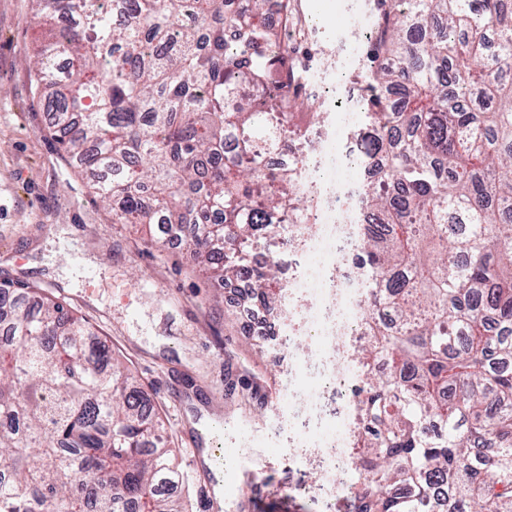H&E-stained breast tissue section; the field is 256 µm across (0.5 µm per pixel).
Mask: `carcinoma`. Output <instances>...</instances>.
Masks as SVG:
<instances>
[{"instance_id": "cac0c4a2", "label": "carcinoma", "mask_w": 512, "mask_h": 512, "mask_svg": "<svg viewBox=\"0 0 512 512\" xmlns=\"http://www.w3.org/2000/svg\"><path fill=\"white\" fill-rule=\"evenodd\" d=\"M29 69L117 224L189 229L214 282L282 305L253 246L310 229L290 0H35ZM350 140L368 171L352 512H512V0H381ZM398 88L397 102L387 93ZM147 393L81 318L0 281V512H181ZM91 468L88 485L64 473Z\"/></svg>"}]
</instances>
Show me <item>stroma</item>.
Wrapping results in <instances>:
<instances>
[{
  "instance_id": "35a3bbf8",
  "label": "stroma",
  "mask_w": 512,
  "mask_h": 512,
  "mask_svg": "<svg viewBox=\"0 0 512 512\" xmlns=\"http://www.w3.org/2000/svg\"><path fill=\"white\" fill-rule=\"evenodd\" d=\"M305 2L306 22L289 41L312 90L297 109L331 112L336 57L364 73L368 46L342 31L339 0ZM42 39L34 0H0V279L26 280L62 302L131 368L178 451L188 512H201L204 477L190 461L206 416L223 422L225 447L246 449L257 479L211 512H237L243 496L253 512H350L347 495L324 498L315 473L289 475L281 457L296 439L287 349L273 336L245 338L236 297L218 294L191 251L113 223L88 173L66 157L28 68ZM250 374L270 384L267 397L243 396Z\"/></svg>"
}]
</instances>
